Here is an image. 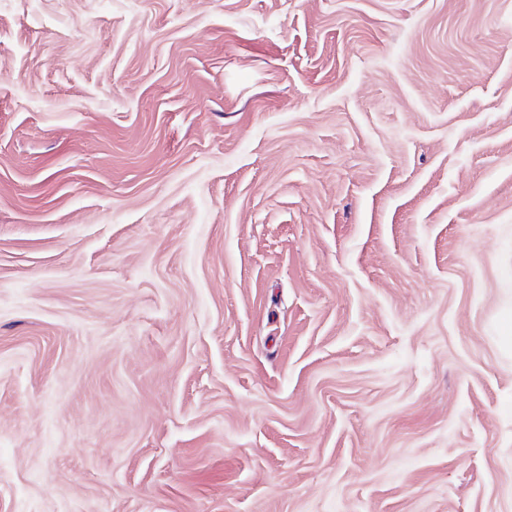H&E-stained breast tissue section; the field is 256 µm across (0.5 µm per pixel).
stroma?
<instances>
[{
  "instance_id": "35a3bbf8",
  "label": "stroma",
  "mask_w": 512,
  "mask_h": 512,
  "mask_svg": "<svg viewBox=\"0 0 512 512\" xmlns=\"http://www.w3.org/2000/svg\"><path fill=\"white\" fill-rule=\"evenodd\" d=\"M512 0H0V512H512Z\"/></svg>"
}]
</instances>
